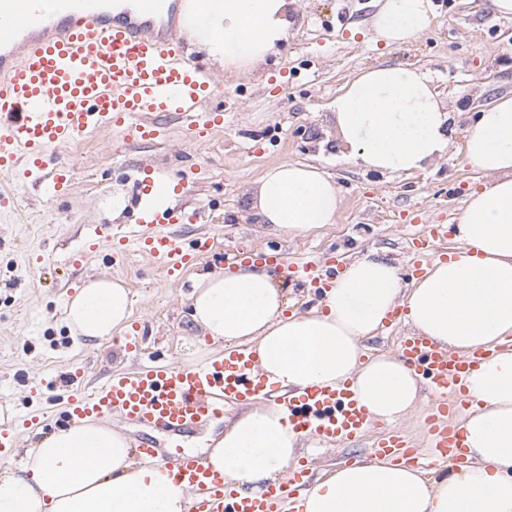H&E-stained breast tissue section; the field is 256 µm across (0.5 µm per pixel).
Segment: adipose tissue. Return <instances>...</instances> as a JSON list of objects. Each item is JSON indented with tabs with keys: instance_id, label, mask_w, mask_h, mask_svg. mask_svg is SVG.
Here are the masks:
<instances>
[{
	"instance_id": "adipose-tissue-1",
	"label": "adipose tissue",
	"mask_w": 512,
	"mask_h": 512,
	"mask_svg": "<svg viewBox=\"0 0 512 512\" xmlns=\"http://www.w3.org/2000/svg\"><path fill=\"white\" fill-rule=\"evenodd\" d=\"M189 10L195 18L186 32L228 71L262 63L288 37V0H195ZM432 23L430 0H384L372 29L376 39L402 45ZM217 30L223 38H214ZM332 108L354 164L404 173L448 150V114L420 70L368 68ZM464 148L486 180L454 226V254L411 285L372 252L347 264L310 313L291 314L269 265L240 263L195 279L190 317L213 341L248 345L258 369L291 389L350 382L381 421L407 418L421 401V375L397 354L361 358L394 308L404 307L407 324L451 353L493 351L468 379L472 404L461 419L468 465H342L319 472L303 491L304 512H512V350L501 347L512 334V95L477 112ZM339 203L331 175L282 162L258 180L252 208L259 223L297 236L334 223ZM131 306L122 280L93 277L67 302L65 321L77 338L98 343L127 323ZM300 444L269 401L241 412L204 461L233 489L258 497L297 463ZM190 504L187 487L135 461L127 437L96 419L56 428L21 467L0 470V512H188Z\"/></svg>"
}]
</instances>
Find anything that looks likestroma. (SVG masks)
I'll return each mask as SVG.
<instances>
[{
    "label": "stroma",
    "mask_w": 512,
    "mask_h": 512,
    "mask_svg": "<svg viewBox=\"0 0 512 512\" xmlns=\"http://www.w3.org/2000/svg\"><path fill=\"white\" fill-rule=\"evenodd\" d=\"M435 21L416 41L387 46L373 39L378 0H297L288 38L258 69L209 77L224 89V129L193 142L178 123L164 138L130 141L120 130L76 139L64 158L72 171L67 195L0 171V190L13 200L0 208V418L37 417L21 430L12 451L65 425V383L77 370L79 388L101 384L142 361H205L202 336L188 316L194 276L227 266L229 249L295 256L324 252L352 261L378 251L397 266L403 283L412 272L405 246L428 224H453L484 175L464 155L466 130L483 106L512 95V17L491 0H432ZM390 64L426 71L449 112L451 143L440 159L400 175L363 170L348 162L336 141L331 104L365 67ZM282 161L312 163L331 173L340 189L335 223L302 236L273 231L250 210L251 190L264 170ZM160 174L187 181L170 206L189 219L172 230L185 241L215 240L211 251L173 283L143 254L130 251L112 267L106 245L119 225L135 223L136 179ZM127 205L113 212V196ZM100 247L85 252L88 235ZM83 252L80 264L68 258ZM125 281L131 323L140 327L142 354L128 351L125 329L98 344L75 340L64 308L87 277Z\"/></svg>",
    "instance_id": "35a3bbf8"
}]
</instances>
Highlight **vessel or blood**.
<instances>
[{"mask_svg": "<svg viewBox=\"0 0 512 512\" xmlns=\"http://www.w3.org/2000/svg\"><path fill=\"white\" fill-rule=\"evenodd\" d=\"M36 2L0 0L1 171L48 181L59 195L71 186V169L60 157L76 138L122 127L129 137L155 140L163 129L153 116L161 112L178 116L193 141L223 128L224 92L174 26L187 0H132L131 8L119 12L112 0H53L54 19L48 24ZM175 190L162 177L138 182L135 199L149 206L140 211L132 237L111 243L112 263L123 262L133 242L167 279L177 281L208 250L209 238L188 244L167 232L178 216L155 200ZM435 235L431 229L413 240L415 273L436 258ZM276 263L311 287L323 288L318 261L280 257ZM399 351L408 368L423 371L432 395L421 445L375 424L350 383L288 390L262 374L245 349L189 367L146 365L110 375L92 393L69 395L66 413L72 422L117 413L141 428L146 437L136 444L137 455L194 491L190 512H304L305 466L292 467L282 483L256 498L228 490L223 475L200 457L165 450V440L222 418L225 407L270 398L293 431L318 443L349 445L374 431L372 459L411 465L426 455L440 466L465 463L458 417L469 404V373L489 351L458 356L414 335L402 339Z\"/></svg>", "mask_w": 512, "mask_h": 512, "instance_id": "obj_1", "label": "vessel or blood"}]
</instances>
